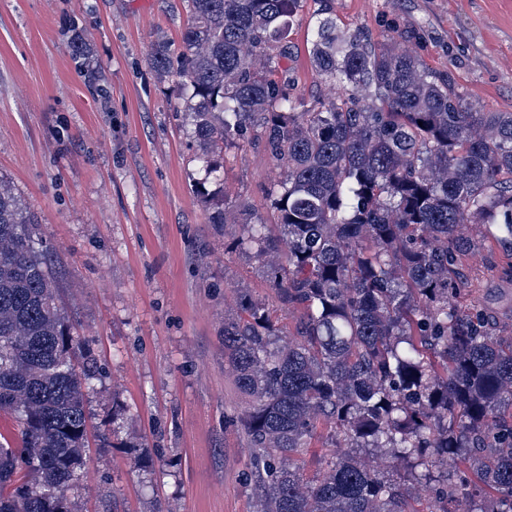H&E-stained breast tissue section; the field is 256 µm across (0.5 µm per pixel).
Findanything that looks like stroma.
Wrapping results in <instances>:
<instances>
[{
    "instance_id": "obj_1",
    "label": "stroma",
    "mask_w": 512,
    "mask_h": 512,
    "mask_svg": "<svg viewBox=\"0 0 512 512\" xmlns=\"http://www.w3.org/2000/svg\"><path fill=\"white\" fill-rule=\"evenodd\" d=\"M397 37L469 101L512 112V0H302L276 80L307 109L336 90L311 67L314 21ZM186 0H0V176L38 218L56 302L97 373L73 512H253L245 396L224 360L238 292L295 326L270 279L212 208L249 202L278 236L284 170L254 146L216 152L204 181L184 90L153 45H178ZM82 34L88 54L76 53ZM468 293L512 330L500 246L466 255Z\"/></svg>"
}]
</instances>
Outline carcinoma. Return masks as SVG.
Returning <instances> with one entry per match:
<instances>
[{
    "label": "carcinoma",
    "mask_w": 512,
    "mask_h": 512,
    "mask_svg": "<svg viewBox=\"0 0 512 512\" xmlns=\"http://www.w3.org/2000/svg\"><path fill=\"white\" fill-rule=\"evenodd\" d=\"M187 7L178 47L155 44L149 62L189 90L205 178L211 154L244 143L286 168L271 191L279 238L244 202L210 217L246 228L299 313L285 335L244 296L224 322V357L251 398L255 512H421L414 484L436 512H512V337L459 288L462 257L483 243L512 264V112L467 102L396 41L369 47L332 16L309 60L340 93L305 112L273 79L299 0ZM36 224L0 177V410L23 442L0 443V512H71L86 464L95 366L75 364ZM321 436L329 454L309 481L300 455Z\"/></svg>",
    "instance_id": "cac0c4a2"
}]
</instances>
